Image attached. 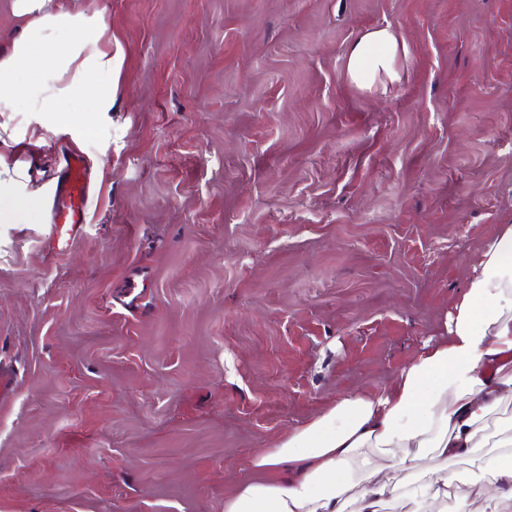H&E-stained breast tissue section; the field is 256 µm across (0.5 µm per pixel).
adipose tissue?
Wrapping results in <instances>:
<instances>
[{"mask_svg": "<svg viewBox=\"0 0 512 512\" xmlns=\"http://www.w3.org/2000/svg\"><path fill=\"white\" fill-rule=\"evenodd\" d=\"M19 34L0 53V112H40L49 127L71 124L67 100L112 109V46L103 17L15 0ZM408 48L388 27L363 33L349 48L346 76L371 93L399 83ZM18 171L0 165V223L26 219ZM512 403V224L499 225L470 264L462 294L441 334L426 341L377 393L336 400L325 413L254 455L251 477L224 499V512H466L469 477L453 461L476 465L482 512H504L512 464L488 451L491 417ZM431 465L422 469L420 458Z\"/></svg>", "mask_w": 512, "mask_h": 512, "instance_id": "adipose-tissue-1", "label": "adipose tissue"}]
</instances>
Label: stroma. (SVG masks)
I'll use <instances>...</instances> for the list:
<instances>
[{"label": "stroma", "instance_id": "obj_1", "mask_svg": "<svg viewBox=\"0 0 512 512\" xmlns=\"http://www.w3.org/2000/svg\"><path fill=\"white\" fill-rule=\"evenodd\" d=\"M49 7L103 12L112 109L0 114L37 204L0 223V512H224L254 454L392 383L512 222V0ZM374 27L409 49L385 96L345 76ZM69 149L92 196L54 255Z\"/></svg>", "mask_w": 512, "mask_h": 512}]
</instances>
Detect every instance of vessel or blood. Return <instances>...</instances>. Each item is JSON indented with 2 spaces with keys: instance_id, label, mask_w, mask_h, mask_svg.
<instances>
[{
  "instance_id": "vessel-or-blood-1",
  "label": "vessel or blood",
  "mask_w": 512,
  "mask_h": 512,
  "mask_svg": "<svg viewBox=\"0 0 512 512\" xmlns=\"http://www.w3.org/2000/svg\"><path fill=\"white\" fill-rule=\"evenodd\" d=\"M90 191L91 177L86 158L76 152L68 154L51 200V241L56 251H67L85 224Z\"/></svg>"
}]
</instances>
